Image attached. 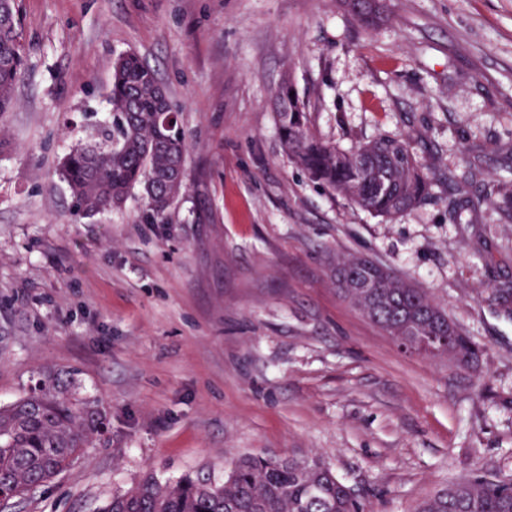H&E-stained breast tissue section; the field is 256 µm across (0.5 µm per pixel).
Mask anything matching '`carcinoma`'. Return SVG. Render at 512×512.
Segmentation results:
<instances>
[{
  "instance_id": "carcinoma-1",
  "label": "carcinoma",
  "mask_w": 512,
  "mask_h": 512,
  "mask_svg": "<svg viewBox=\"0 0 512 512\" xmlns=\"http://www.w3.org/2000/svg\"><path fill=\"white\" fill-rule=\"evenodd\" d=\"M341 2L366 28L383 20L380 3L359 13L353 0ZM25 64L18 5L0 0V112L14 106V88ZM162 90L155 71L137 54L116 59L109 96L112 127L99 143L73 149L60 165L74 217L117 208L138 189L143 195L140 220L166 223L168 210L186 191V144L178 120L161 122L162 111H174ZM291 92L285 84L276 97L278 131L288 159L311 181L387 220L430 196L433 177L407 140L380 135L342 149L316 136ZM485 197L499 200L504 215L512 217L511 182L487 186ZM336 288L391 336L451 334L454 340L439 355L459 367L478 357L475 345L423 289L373 260L336 262ZM108 427L102 401L76 398L55 378H39L25 395L0 406V492L18 499L52 480L81 460L84 448ZM99 512H364V507L324 463L269 456L236 461L221 484L198 476L162 481L149 473ZM412 512H512V485L465 478Z\"/></svg>"
}]
</instances>
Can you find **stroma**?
<instances>
[{
  "mask_svg": "<svg viewBox=\"0 0 512 512\" xmlns=\"http://www.w3.org/2000/svg\"><path fill=\"white\" fill-rule=\"evenodd\" d=\"M18 0L27 48L0 114V403L53 372L107 432L15 512H95L152 472L223 482L240 457L317 459L366 512H412L475 475L512 480V0ZM156 68L185 134L166 223L140 192L74 220L64 155L94 144L113 63ZM290 83L347 149L404 136L432 195L388 221L311 181L281 143ZM424 289L475 368L409 352L343 299L337 259ZM356 2V9L358 11H365L369 3H371L372 0H355ZM344 7L348 10V12L364 27L366 28H374L377 26L382 20H383V6L381 3H377L374 5L373 8H371L366 13H359L355 9V4L353 3V0H341ZM485 197L489 200L499 199V203L504 206L503 213L512 217V183L508 181H497L488 185L485 189Z\"/></svg>",
  "mask_w": 512,
  "mask_h": 512,
  "instance_id": "1",
  "label": "stroma"
}]
</instances>
